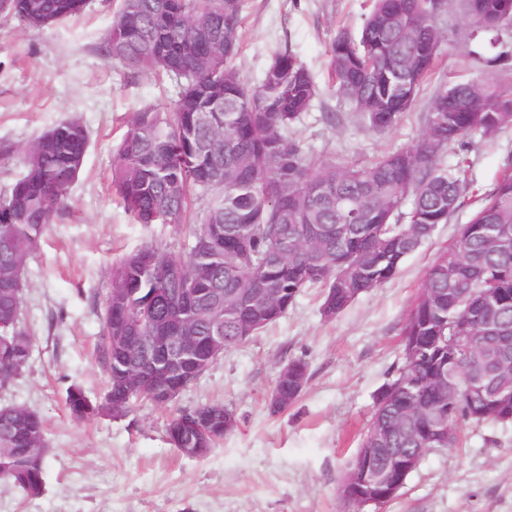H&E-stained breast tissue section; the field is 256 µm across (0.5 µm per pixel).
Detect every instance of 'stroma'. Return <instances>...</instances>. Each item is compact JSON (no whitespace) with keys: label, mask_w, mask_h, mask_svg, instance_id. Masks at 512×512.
Here are the masks:
<instances>
[{"label":"stroma","mask_w":512,"mask_h":512,"mask_svg":"<svg viewBox=\"0 0 512 512\" xmlns=\"http://www.w3.org/2000/svg\"><path fill=\"white\" fill-rule=\"evenodd\" d=\"M121 0H88L76 18L24 27L0 14V192L23 172L19 151L48 128L76 119L88 135L70 206L53 214L24 274L21 321L33 336L29 366L0 387V406H25L46 422L44 489L30 497L0 479V512H354L338 485L371 419L378 390L402 362L401 333L432 263L456 240L479 204L512 172V125L467 147L465 195L447 223L404 261L391 281L360 295L335 318L321 314L323 290L297 296L276 323L225 351L165 405L134 403L115 419L81 422L66 408L79 384L101 400L108 378L97 360L113 261L149 243L187 253L190 238L164 224L135 223L111 186L112 159L133 112L171 108L177 89L108 62L102 45ZM372 0H243L235 60L254 85L274 53L295 54L317 96L296 127L309 153L333 152L365 165L421 138L435 95L451 81L485 80L512 92V28L486 33L461 0H443L436 26L447 38L409 112L373 131L327 77L337 27L357 30ZM333 112L336 125L322 121ZM303 359L309 380L297 402L270 415L280 369ZM220 402L236 426L202 459L179 454L165 436L174 413ZM463 444L429 450L384 512H512V425L460 426Z\"/></svg>","instance_id":"35a3bbf8"}]
</instances>
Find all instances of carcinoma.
<instances>
[{"mask_svg": "<svg viewBox=\"0 0 512 512\" xmlns=\"http://www.w3.org/2000/svg\"><path fill=\"white\" fill-rule=\"evenodd\" d=\"M83 0H4L3 13L28 27H48L84 10ZM477 29L512 27L506 0H463ZM438 0H373L360 29L340 28L330 43L328 69L336 92L378 131L392 129L411 109L445 40L433 21ZM240 0H121L104 41L108 59L146 75L180 72L173 111L147 107L133 113L112 162V186L138 224H170L181 230L192 196L207 198L203 222L191 225V244L182 256L148 244L123 256L109 271L110 287L126 292V319L140 324V336H196L213 332L208 302L176 307L162 297L180 298L193 288L220 292L224 303V349L279 320L300 292L325 288L330 319L361 294L393 279L415 242L448 223L467 185L466 158L449 170L441 162L450 147L464 148L476 134L491 137L512 124V98L486 81L461 82L431 103L424 137L387 152L367 166L334 154L312 159L293 130L317 95L310 70L294 54L274 55L260 83L247 85L234 61L240 47ZM87 135L75 121L60 122L20 152L24 172L0 192V385L20 375L32 355L33 338L21 324L24 273L39 248L54 211L66 205L80 173ZM413 151L423 155L414 167ZM411 200L409 211L403 203ZM465 315L471 342L448 363L452 318ZM107 294L103 340L97 360L109 379L101 401L78 385L66 391L71 417L88 420L119 403L136 399L160 403L157 386L132 388L117 375L132 372L143 349L131 342L117 353L114 337L125 335L112 315ZM402 358L377 392L369 427L381 433L388 454L412 448H453L461 423L512 424L498 412L512 409V173L481 198L456 243L428 268L402 331ZM282 406H292L308 382ZM447 366L448 385L436 380ZM162 372L161 382L185 389L200 377ZM209 403L181 410L168 421V444L177 451L207 456L235 424L224 421L202 433L183 427ZM355 455L339 486L349 485L355 508L371 501L381 508L397 491L369 494L355 482ZM47 465L45 421L19 408L0 423V478L29 496L44 488Z\"/></svg>", "mask_w": 512, "mask_h": 512, "instance_id": "cac0c4a2", "label": "carcinoma"}]
</instances>
